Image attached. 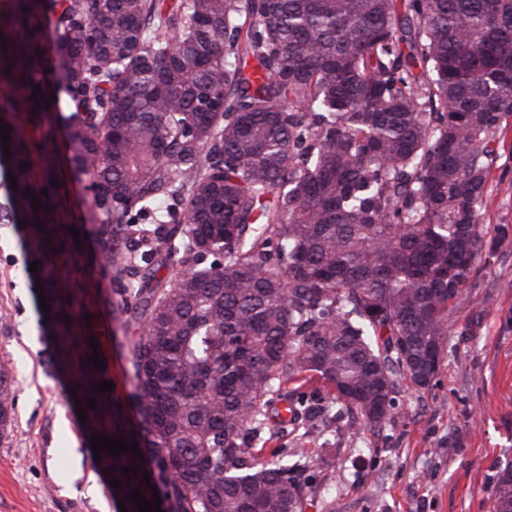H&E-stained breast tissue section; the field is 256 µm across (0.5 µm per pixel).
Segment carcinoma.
Here are the masks:
<instances>
[{
	"mask_svg": "<svg viewBox=\"0 0 512 512\" xmlns=\"http://www.w3.org/2000/svg\"><path fill=\"white\" fill-rule=\"evenodd\" d=\"M1 35L18 189L0 222L25 220L58 360L85 397L106 371L72 359L75 295L49 248L63 225L41 194L52 129L21 132L56 104L45 88L31 100L50 38L71 169L109 217L131 391L98 396L85 424L141 451L101 457L112 493L127 512L136 488L163 512H305L319 424L346 418L356 439L400 383L430 387L449 306L509 237H487L481 207L512 120V0H9ZM35 155L40 180L20 169ZM310 377L327 398L288 391ZM13 405L3 360L0 442ZM277 435L291 443L268 447ZM492 501L512 512L511 464Z\"/></svg>",
	"mask_w": 512,
	"mask_h": 512,
	"instance_id": "obj_1",
	"label": "carcinoma"
}]
</instances>
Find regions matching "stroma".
Masks as SVG:
<instances>
[{"label": "stroma", "mask_w": 512, "mask_h": 512, "mask_svg": "<svg viewBox=\"0 0 512 512\" xmlns=\"http://www.w3.org/2000/svg\"><path fill=\"white\" fill-rule=\"evenodd\" d=\"M68 109L53 111L56 186L52 196L88 237L55 255L63 281L81 289L74 318L77 354L97 350L118 396L130 390L129 343L114 333L112 279L89 213L93 194L68 167ZM497 159L482 209L489 234L512 229V124L494 144ZM24 231L0 224V360L10 362L14 422L0 443V512H120L110 476L94 459L91 434L65 374L51 364V330L38 301L39 273ZM432 387L402 385L399 412L381 430L351 440L330 424L327 450H312L316 490L306 512H491L492 478L512 462V237L477 264L467 301L448 319Z\"/></svg>", "instance_id": "obj_1"}]
</instances>
